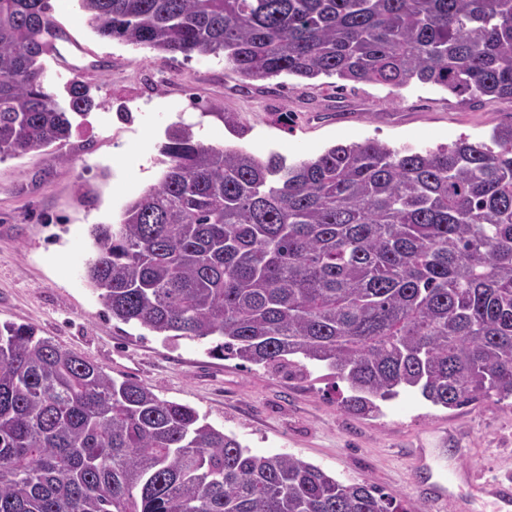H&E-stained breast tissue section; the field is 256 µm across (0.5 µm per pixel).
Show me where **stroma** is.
I'll return each instance as SVG.
<instances>
[{
  "instance_id": "obj_1",
  "label": "stroma",
  "mask_w": 512,
  "mask_h": 512,
  "mask_svg": "<svg viewBox=\"0 0 512 512\" xmlns=\"http://www.w3.org/2000/svg\"><path fill=\"white\" fill-rule=\"evenodd\" d=\"M82 49L78 69L44 57L47 88L66 102L81 80L97 105L73 116L61 147L0 160V324L33 326L117 380L135 379L161 398L194 407L252 453H289L341 480L427 506L451 476L445 512H495L481 484L512 486V407L490 398L454 410L404 392L376 417L340 407L342 390L314 372L291 378L213 356L208 339L167 340L109 317L85 278L89 230L114 224L123 206L157 184L171 123L192 125L206 144L259 158H314L338 144L376 139L434 147L488 140L512 122V105L467 102L447 90L336 79H242L219 57L169 59L96 35L77 0H49ZM231 113L236 126L220 120Z\"/></svg>"
}]
</instances>
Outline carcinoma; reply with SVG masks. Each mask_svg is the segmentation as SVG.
Segmentation results:
<instances>
[{"instance_id":"1","label":"carcinoma","mask_w":512,"mask_h":512,"mask_svg":"<svg viewBox=\"0 0 512 512\" xmlns=\"http://www.w3.org/2000/svg\"><path fill=\"white\" fill-rule=\"evenodd\" d=\"M102 39L222 56L246 80H414L512 105V0H79ZM48 0H0V158L71 134L42 56ZM158 183L94 224L85 276L112 318L210 353L344 382L366 416L415 390L512 400V123L490 143L375 139L262 161L175 123ZM0 512H422L288 453L257 455L198 411L0 325Z\"/></svg>"}]
</instances>
